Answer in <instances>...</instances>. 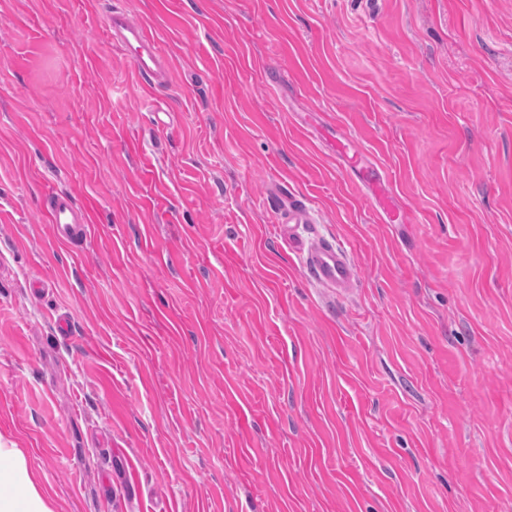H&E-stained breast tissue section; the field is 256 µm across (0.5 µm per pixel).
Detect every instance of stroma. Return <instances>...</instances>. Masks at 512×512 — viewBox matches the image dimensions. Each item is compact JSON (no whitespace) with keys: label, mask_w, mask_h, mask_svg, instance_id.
Masks as SVG:
<instances>
[{"label":"stroma","mask_w":512,"mask_h":512,"mask_svg":"<svg viewBox=\"0 0 512 512\" xmlns=\"http://www.w3.org/2000/svg\"><path fill=\"white\" fill-rule=\"evenodd\" d=\"M0 444L55 512H512V0H0ZM106 30L111 42L129 57L144 88L154 89L169 81L168 57L146 26L131 20L123 10L114 8L108 14ZM336 155L343 158L355 179L365 190L369 199L392 221L409 223L410 217L400 210L389 187V177L380 168L363 163V150L351 139L342 138L333 142ZM45 211L49 224H54L68 243L77 246L85 241L89 221L74 206L69 195L50 192L46 198ZM303 264L321 286L338 294L349 292L357 277L348 249L329 240L314 241L304 254Z\"/></svg>","instance_id":"stroma-1"}]
</instances>
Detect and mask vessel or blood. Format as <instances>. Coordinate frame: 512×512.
I'll use <instances>...</instances> for the list:
<instances>
[{
	"instance_id": "b4317fda",
	"label": "vessel or blood",
	"mask_w": 512,
	"mask_h": 512,
	"mask_svg": "<svg viewBox=\"0 0 512 512\" xmlns=\"http://www.w3.org/2000/svg\"><path fill=\"white\" fill-rule=\"evenodd\" d=\"M107 35L114 45L128 56L139 83L147 89L168 82L170 64L164 50L146 26L131 20L120 9H112L107 17ZM333 148L353 172L355 179L366 190L369 199L390 220L408 222L389 187V177L380 168L363 162V150L351 139L334 141ZM45 211L49 223L54 224L68 243L82 244L87 237L88 219L78 210L69 195L52 192L46 198ZM303 264L309 274L323 287L336 293L351 290L357 269L348 249L328 240L314 241L306 250Z\"/></svg>"
}]
</instances>
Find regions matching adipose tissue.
Returning a JSON list of instances; mask_svg holds the SVG:
<instances>
[{
  "instance_id": "obj_1",
  "label": "adipose tissue",
  "mask_w": 512,
  "mask_h": 512,
  "mask_svg": "<svg viewBox=\"0 0 512 512\" xmlns=\"http://www.w3.org/2000/svg\"><path fill=\"white\" fill-rule=\"evenodd\" d=\"M0 512H54L21 449L1 445Z\"/></svg>"
}]
</instances>
